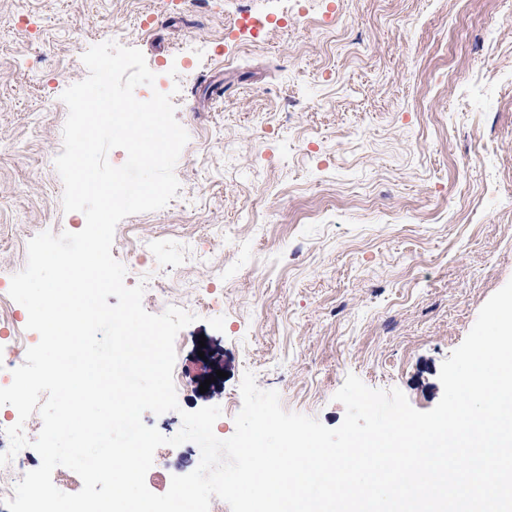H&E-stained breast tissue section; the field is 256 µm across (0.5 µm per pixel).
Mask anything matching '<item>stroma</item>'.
I'll use <instances>...</instances> for the list:
<instances>
[{
  "label": "stroma",
  "mask_w": 512,
  "mask_h": 512,
  "mask_svg": "<svg viewBox=\"0 0 512 512\" xmlns=\"http://www.w3.org/2000/svg\"><path fill=\"white\" fill-rule=\"evenodd\" d=\"M267 20L254 40L239 19ZM142 51L189 134L166 207L114 242L152 314H195L179 411L235 430L245 372L329 428L348 374L434 408L441 365L512 280V15L499 0H0V284L76 233L54 160L91 46ZM222 83L212 100L208 85ZM224 378H217V371ZM207 392H200V384Z\"/></svg>",
  "instance_id": "1"
}]
</instances>
